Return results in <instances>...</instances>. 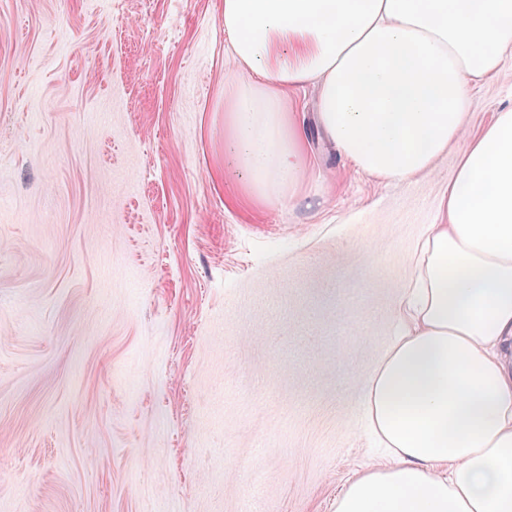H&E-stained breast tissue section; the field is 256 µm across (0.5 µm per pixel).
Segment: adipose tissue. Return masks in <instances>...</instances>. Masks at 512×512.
Returning a JSON list of instances; mask_svg holds the SVG:
<instances>
[{
	"mask_svg": "<svg viewBox=\"0 0 512 512\" xmlns=\"http://www.w3.org/2000/svg\"><path fill=\"white\" fill-rule=\"evenodd\" d=\"M222 23L239 67L224 144L251 203L305 198L287 102L310 86L325 141L367 174L403 183L458 150L368 376L388 460L334 512H512V110L468 132L471 84L512 56V0H224Z\"/></svg>",
	"mask_w": 512,
	"mask_h": 512,
	"instance_id": "adipose-tissue-1",
	"label": "adipose tissue"
}]
</instances>
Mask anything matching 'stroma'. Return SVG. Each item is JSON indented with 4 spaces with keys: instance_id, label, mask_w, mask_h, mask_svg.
<instances>
[{
    "instance_id": "stroma-1",
    "label": "stroma",
    "mask_w": 512,
    "mask_h": 512,
    "mask_svg": "<svg viewBox=\"0 0 512 512\" xmlns=\"http://www.w3.org/2000/svg\"><path fill=\"white\" fill-rule=\"evenodd\" d=\"M224 0H0V512H333L456 149L368 176L291 101L309 203L224 152ZM469 131L512 109V59Z\"/></svg>"
}]
</instances>
